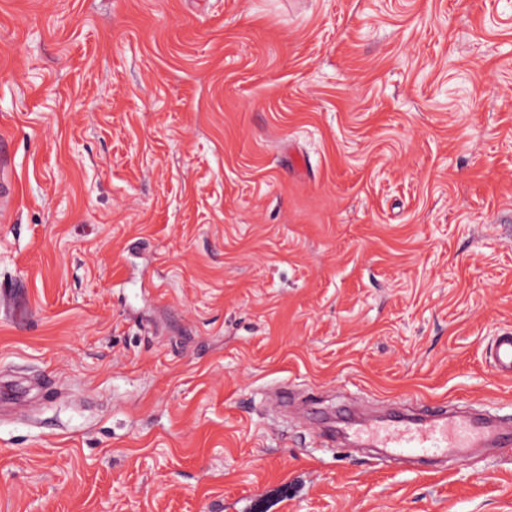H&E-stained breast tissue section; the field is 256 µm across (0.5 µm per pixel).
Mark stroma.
<instances>
[{"label":"stroma","instance_id":"stroma-1","mask_svg":"<svg viewBox=\"0 0 512 512\" xmlns=\"http://www.w3.org/2000/svg\"><path fill=\"white\" fill-rule=\"evenodd\" d=\"M0 512H512L267 394L512 414V0H0ZM490 359L495 370L512 377V330L505 329L498 334L490 346Z\"/></svg>","mask_w":512,"mask_h":512}]
</instances>
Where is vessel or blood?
<instances>
[{
    "mask_svg": "<svg viewBox=\"0 0 512 512\" xmlns=\"http://www.w3.org/2000/svg\"><path fill=\"white\" fill-rule=\"evenodd\" d=\"M495 370L512 377V330H503L490 346ZM339 438L381 449L388 456L413 457L427 462L437 457L466 460L471 449L512 450V420L478 411L459 413L448 403L424 405L421 412L395 410L366 421L348 412L338 417Z\"/></svg>",
    "mask_w": 512,
    "mask_h": 512,
    "instance_id": "vessel-or-blood-1",
    "label": "vessel or blood"
}]
</instances>
